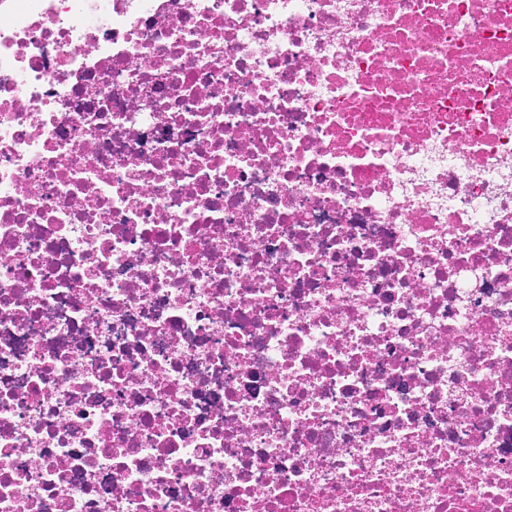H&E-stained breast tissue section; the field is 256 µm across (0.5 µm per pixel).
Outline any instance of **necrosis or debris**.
Masks as SVG:
<instances>
[{"instance_id": "necrosis-or-debris-1", "label": "necrosis or debris", "mask_w": 512, "mask_h": 512, "mask_svg": "<svg viewBox=\"0 0 512 512\" xmlns=\"http://www.w3.org/2000/svg\"><path fill=\"white\" fill-rule=\"evenodd\" d=\"M0 512H512V0H0Z\"/></svg>"}]
</instances>
